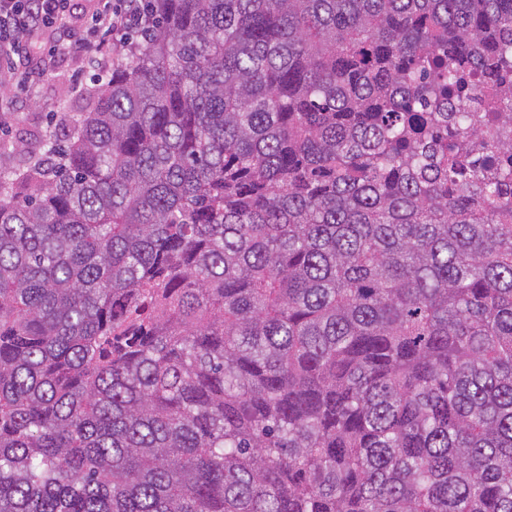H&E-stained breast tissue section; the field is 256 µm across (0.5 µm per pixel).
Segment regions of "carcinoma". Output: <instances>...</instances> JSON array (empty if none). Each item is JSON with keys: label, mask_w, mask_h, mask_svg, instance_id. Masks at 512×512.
Instances as JSON below:
<instances>
[{"label": "carcinoma", "mask_w": 512, "mask_h": 512, "mask_svg": "<svg viewBox=\"0 0 512 512\" xmlns=\"http://www.w3.org/2000/svg\"><path fill=\"white\" fill-rule=\"evenodd\" d=\"M0 174V512H512V0H146Z\"/></svg>", "instance_id": "cac0c4a2"}]
</instances>
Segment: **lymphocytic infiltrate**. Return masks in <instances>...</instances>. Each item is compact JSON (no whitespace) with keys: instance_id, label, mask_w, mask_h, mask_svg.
<instances>
[{"instance_id":"1","label":"lymphocytic infiltrate","mask_w":512,"mask_h":512,"mask_svg":"<svg viewBox=\"0 0 512 512\" xmlns=\"http://www.w3.org/2000/svg\"><path fill=\"white\" fill-rule=\"evenodd\" d=\"M153 25L143 0H89L81 18L70 0H0V128L10 126L19 99L38 97L58 54L90 61L104 81L124 57L129 32Z\"/></svg>"}]
</instances>
